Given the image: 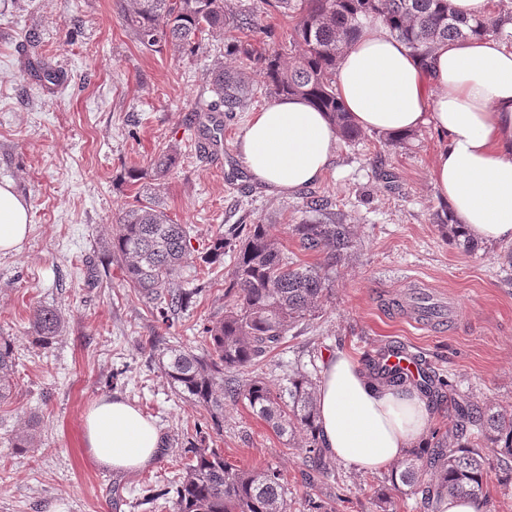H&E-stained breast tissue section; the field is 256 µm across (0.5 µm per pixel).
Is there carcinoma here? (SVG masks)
Segmentation results:
<instances>
[{
    "label": "carcinoma",
    "mask_w": 512,
    "mask_h": 512,
    "mask_svg": "<svg viewBox=\"0 0 512 512\" xmlns=\"http://www.w3.org/2000/svg\"><path fill=\"white\" fill-rule=\"evenodd\" d=\"M274 11L293 13L292 44L298 48L294 63L282 61L281 52L261 50L251 41L255 33L276 43L275 30L262 26L257 16L233 0H128L124 20L133 40L160 52L173 46L193 56L210 55V40L236 31L241 37L224 44L206 69V86L214 108L228 119L243 112L262 79L271 97L300 96L326 113L346 143L361 139L336 93V67L345 51L367 24L380 22L410 53L429 54L445 41L494 36L512 41V11L500 9L482 15L458 13L451 0H266ZM236 61L224 65V57ZM182 152L173 143L161 149L145 168L128 172L144 181L134 202L113 217L112 257L126 283L142 299L153 303L164 322L185 310L196 289L179 287L193 250L189 228L175 223L156 201V186L181 164ZM309 220L289 227L301 251L317 262L302 265L289 257L271 234L270 225H238L216 232L202 256L205 264L234 252L232 268L224 276V315L204 326L206 352L168 348L162 353V371L181 395L202 408L187 441L188 462L171 485L173 512H288V497L280 474L272 467L238 469L212 447L213 437L224 433V400L247 401L250 409L272 429L293 442L300 436L304 451L319 473L329 470L323 458L318 425L315 383L296 372L282 390L264 379L242 382L236 373L259 362L281 344L288 331L315 318L335 284L336 268L354 248L351 226L336 223L331 202L324 196L305 197ZM65 320L60 309L36 303L29 328L35 342L46 348L61 333ZM16 357L13 346L0 341V401L13 390ZM374 380L399 387L409 381L401 370L365 360ZM449 382L427 373L420 390L438 398ZM39 425L30 419L10 439L20 452L38 445ZM491 446L500 460L512 459V414L506 415L477 401L459 408V420L447 436L412 448L392 468L390 482L425 499L445 496L467 498L475 507L485 501L488 459L480 452Z\"/></svg>",
    "instance_id": "cac0c4a2"
}]
</instances>
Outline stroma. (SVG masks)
I'll list each match as a JSON object with an SVG mask.
<instances>
[{
    "instance_id": "35a3bbf8",
    "label": "stroma",
    "mask_w": 512,
    "mask_h": 512,
    "mask_svg": "<svg viewBox=\"0 0 512 512\" xmlns=\"http://www.w3.org/2000/svg\"><path fill=\"white\" fill-rule=\"evenodd\" d=\"M123 0H0V183L25 200L31 229L18 251L0 254V338L16 355V391L0 404V512H166L168 490L184 461L186 427L200 409L168 383L163 350L200 352L201 331L224 312L232 254L205 265L190 257L183 287H200L192 306L165 326L137 298L113 263L115 213L137 185L125 168L143 166L166 144L182 148L179 168L158 188L169 217L191 229L193 247L234 224H270L290 257L311 264L289 227L306 220V193L331 199L337 222L351 225L356 247L336 270L333 296L316 319L287 339L251 375L284 386L294 370L319 376L326 354L375 358L399 344L451 386L430 413L428 434H445L457 404L473 400L512 412V242L457 247L436 222L443 207L432 181L447 144L431 127L398 147L364 132L340 143L323 178L309 189L273 195L255 183L240 152L251 113L269 104L257 92L248 111L224 124L218 159L197 149L194 116L213 100L208 58L140 48L122 16ZM51 64L62 84L44 81ZM428 289L461 304L445 325L422 328L406 309ZM62 310L65 327L50 347L29 332L34 303ZM104 398H119L151 417L162 451L144 471L102 466L86 445L85 418ZM40 442L25 453L10 445L29 418ZM230 464L272 467L290 512H380L388 470L365 472L331 460L308 479L304 453L290 448L246 401H225L215 437Z\"/></svg>"
}]
</instances>
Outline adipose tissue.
I'll list each match as a JSON object with an SVG mask.
<instances>
[{"label":"adipose tissue","mask_w":512,"mask_h":512,"mask_svg":"<svg viewBox=\"0 0 512 512\" xmlns=\"http://www.w3.org/2000/svg\"><path fill=\"white\" fill-rule=\"evenodd\" d=\"M336 92L363 130L406 134L429 126L444 133L448 145L432 169L438 197L470 237L512 242L511 46L472 38L440 44L421 59L378 24L345 52ZM339 142L326 113L282 97L254 113L241 153L259 182L286 194L318 181ZM29 228L25 201L0 183V253L14 252ZM316 397L328 452L364 471L396 463L427 432L429 410L418 392L374 385L341 352L325 359ZM86 434L97 460L116 471L146 469L161 451L155 423L120 400L95 403Z\"/></svg>","instance_id":"ef3b65f1"}]
</instances>
